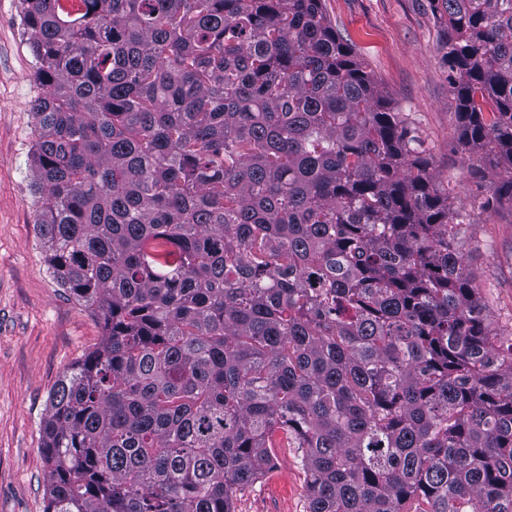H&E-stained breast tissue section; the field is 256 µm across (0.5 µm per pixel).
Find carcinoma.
I'll list each match as a JSON object with an SVG mask.
<instances>
[{"label":"carcinoma","mask_w":512,"mask_h":512,"mask_svg":"<svg viewBox=\"0 0 512 512\" xmlns=\"http://www.w3.org/2000/svg\"><path fill=\"white\" fill-rule=\"evenodd\" d=\"M512 204V0H430ZM53 277L104 339L42 422L45 512H512V344L322 0H20ZM276 468L238 495L235 512H305V480L295 448L276 449Z\"/></svg>","instance_id":"carcinoma-1"}]
</instances>
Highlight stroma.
<instances>
[{
    "mask_svg": "<svg viewBox=\"0 0 512 512\" xmlns=\"http://www.w3.org/2000/svg\"><path fill=\"white\" fill-rule=\"evenodd\" d=\"M337 34L371 73L388 108L420 141L440 189L470 221L458 241L503 340L512 339V208L483 210L491 179L481 149L458 138V102L441 63V20L430 0H324ZM33 57L18 0H0V512H45L47 465L41 421L59 377L98 348L100 321L53 278L36 234L31 187ZM238 495L235 512H305L304 475L292 448Z\"/></svg>",
    "mask_w": 512,
    "mask_h": 512,
    "instance_id": "35a3bbf8",
    "label": "stroma"
}]
</instances>
